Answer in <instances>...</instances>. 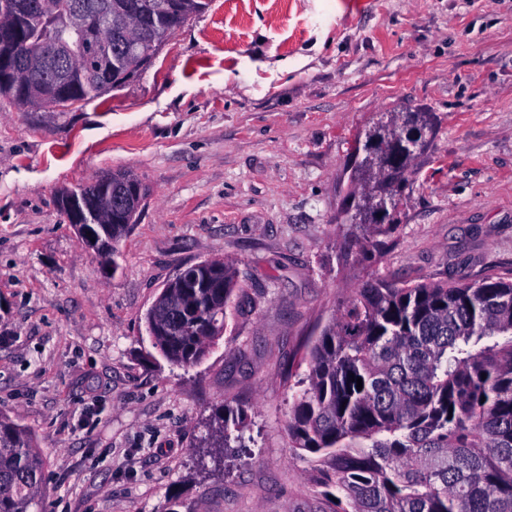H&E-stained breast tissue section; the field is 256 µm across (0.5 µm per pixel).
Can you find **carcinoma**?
Masks as SVG:
<instances>
[{"mask_svg":"<svg viewBox=\"0 0 512 512\" xmlns=\"http://www.w3.org/2000/svg\"><path fill=\"white\" fill-rule=\"evenodd\" d=\"M32 0H0V23L16 22L32 56L49 41L69 37L65 24L74 0H52L39 24L25 21ZM86 41L112 46V66L96 68L90 50L65 61L72 79L61 88L35 74L0 68V98L18 107L61 95V107L86 103L146 69L159 45L209 0H82ZM112 26L100 23L101 10ZM386 182L403 174L408 159L386 153ZM88 202L129 199L110 209L107 224L135 222L129 174L86 184ZM347 220L363 231L362 248L385 242L371 232L367 195L349 192ZM107 224L98 226L101 257L114 259ZM237 267L204 260L182 288L156 298L154 312L173 305L177 327L150 337L163 358L198 364L232 311L245 305ZM307 373L289 387V447L312 463L315 492L326 512H512V277L488 276L471 284L448 282L356 289L311 341ZM362 379L357 390L355 379ZM244 412L230 408L209 420L211 447L228 448ZM44 460L24 425L0 415V512H30L42 484Z\"/></svg>","mask_w":512,"mask_h":512,"instance_id":"obj_1","label":"carcinoma"}]
</instances>
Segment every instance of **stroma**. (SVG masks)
I'll list each match as a JSON object with an SVG mask.
<instances>
[{
  "instance_id": "stroma-1",
  "label": "stroma",
  "mask_w": 512,
  "mask_h": 512,
  "mask_svg": "<svg viewBox=\"0 0 512 512\" xmlns=\"http://www.w3.org/2000/svg\"><path fill=\"white\" fill-rule=\"evenodd\" d=\"M428 113L388 248L342 213L357 137ZM123 169L144 198L103 269L62 190ZM236 263L249 303L202 361L145 317L184 266ZM512 277V0H211L152 65L68 110L0 100V412L44 465L32 512H320L288 446L299 359L356 288ZM245 449L203 467L206 422ZM243 417L244 411L239 412V409L234 411L230 408H226L224 413L221 412L212 417L208 423V429L210 432L209 439L212 440L211 447L231 448L230 441L232 432L230 430V424H232L234 428L239 429L240 418L242 420ZM237 429L235 431H239Z\"/></svg>"
}]
</instances>
